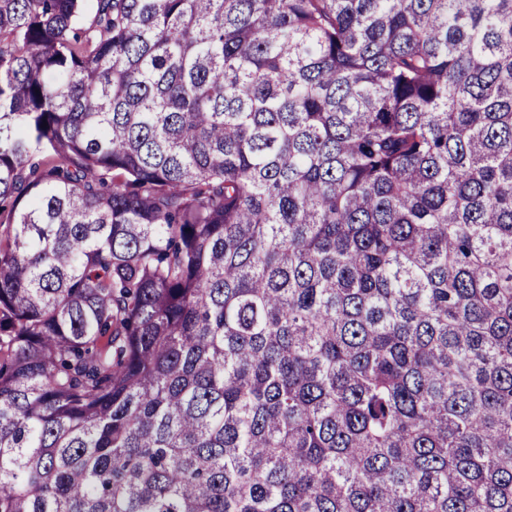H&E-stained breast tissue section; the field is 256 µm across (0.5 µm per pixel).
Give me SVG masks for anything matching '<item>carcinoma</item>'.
Listing matches in <instances>:
<instances>
[{
  "mask_svg": "<svg viewBox=\"0 0 512 512\" xmlns=\"http://www.w3.org/2000/svg\"><path fill=\"white\" fill-rule=\"evenodd\" d=\"M0 0V512H512V0Z\"/></svg>",
  "mask_w": 512,
  "mask_h": 512,
  "instance_id": "cac0c4a2",
  "label": "carcinoma"
}]
</instances>
